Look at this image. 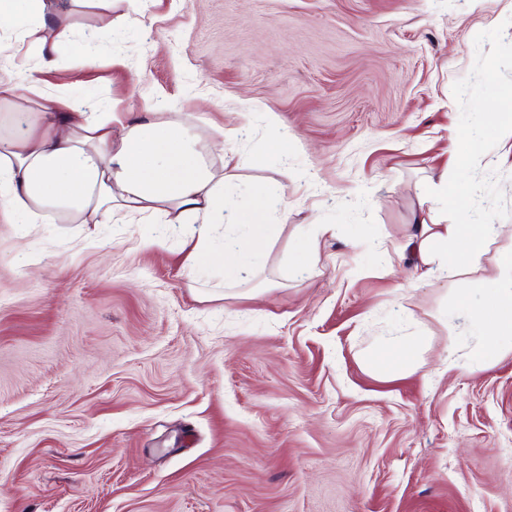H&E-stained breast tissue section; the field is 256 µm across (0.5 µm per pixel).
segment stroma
<instances>
[{
	"label": "stroma",
	"mask_w": 512,
	"mask_h": 512,
	"mask_svg": "<svg viewBox=\"0 0 512 512\" xmlns=\"http://www.w3.org/2000/svg\"><path fill=\"white\" fill-rule=\"evenodd\" d=\"M69 22L68 85L6 22L0 77L133 122L190 114L207 161L239 163L227 210L288 220L262 275L228 285L158 216L0 210V512H512V352L468 358L478 272L420 279L406 246L445 169L480 223L512 226L492 132L512 0H149ZM319 224L336 232L312 253ZM392 336L415 339L409 372L374 369L402 356Z\"/></svg>",
	"instance_id": "stroma-1"
}]
</instances>
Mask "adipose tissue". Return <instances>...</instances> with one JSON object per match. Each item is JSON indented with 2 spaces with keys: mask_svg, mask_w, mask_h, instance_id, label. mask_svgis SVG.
Wrapping results in <instances>:
<instances>
[{
  "mask_svg": "<svg viewBox=\"0 0 512 512\" xmlns=\"http://www.w3.org/2000/svg\"><path fill=\"white\" fill-rule=\"evenodd\" d=\"M0 18L10 21L21 42L40 57L43 68L56 67L59 45L69 41V26L46 17V0H0ZM9 107L0 126V207L18 224H46L66 218L77 224H106L121 212L163 215L170 224H187L189 253L221 264L235 254L231 279L255 277L256 255L268 253L275 226L265 208L256 206L224 215L226 170L209 165L180 114L163 121L131 122L114 108L95 111L87 101L54 98L29 74L18 71L0 80V107ZM415 212L408 240L421 277L435 273L463 275L485 241L505 232L501 224H474L459 209L454 224L435 223L431 208L456 202V186L440 173L433 191ZM224 228V248L216 250V226ZM489 290L487 309L473 324V347L485 357L512 345V255L503 256L480 281Z\"/></svg>",
  "mask_w": 512,
  "mask_h": 512,
  "instance_id": "ef3b65f1",
  "label": "adipose tissue"
}]
</instances>
